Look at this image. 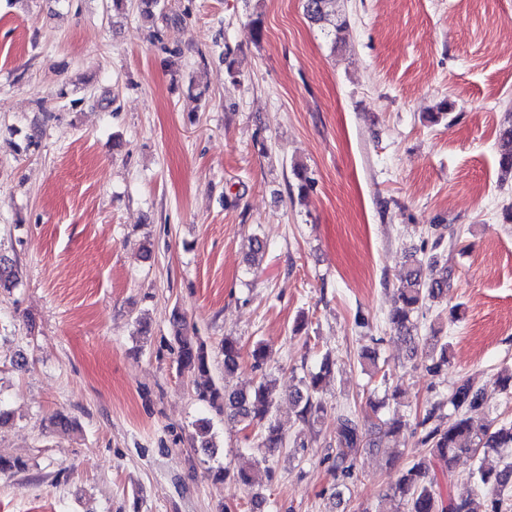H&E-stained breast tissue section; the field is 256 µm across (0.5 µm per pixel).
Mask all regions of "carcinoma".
<instances>
[{"mask_svg":"<svg viewBox=\"0 0 512 512\" xmlns=\"http://www.w3.org/2000/svg\"><path fill=\"white\" fill-rule=\"evenodd\" d=\"M337 0H304V11L309 20L320 26L332 42L342 39L348 31V21L336 11ZM500 180H512V122L498 131ZM432 253L426 258L410 255L406 273L396 289L397 299L388 314V325L403 335L411 354L417 355L418 345L427 346L424 353L425 368L437 375L448 367V342L437 332L429 336L418 335L414 315L428 310L437 299L448 295L452 269L446 267L441 276L429 278L424 265L439 262L445 248V234L432 232ZM247 262L260 265L267 251L266 242L255 235L250 242ZM19 283L17 265L0 258V287L12 289ZM172 327L176 344V367L179 374L193 378L199 400L228 412L248 426L260 429V447L272 454L285 447L286 438L274 420L276 410L269 381H263L251 391L227 392L211 374V352L199 336H192L185 327L184 317L175 312ZM224 373H233L240 366L241 344L236 336H226L221 343ZM334 360L326 354L319 370L301 379V387L290 395L296 416L303 424L315 422L324 408L317 400L324 378L332 371ZM450 405L454 420L443 422L442 408ZM483 406V393L471 378L460 379L450 394L427 409L412 431L414 447L423 449L418 458L403 472L392 486L400 496L405 512H512V420L495 419L475 425L472 414ZM194 443L205 452L216 447L211 435L210 421L195 423ZM336 470L343 478L353 477L356 455L361 448L373 446L369 433L362 427L356 414L343 410L336 419ZM462 454L478 458L479 466L471 474L478 491L460 501L447 502L439 490L437 472L453 474L454 464ZM28 469L27 463L17 457L0 454V474L18 473Z\"/></svg>","mask_w":512,"mask_h":512,"instance_id":"cac0c4a2","label":"carcinoma"}]
</instances>
